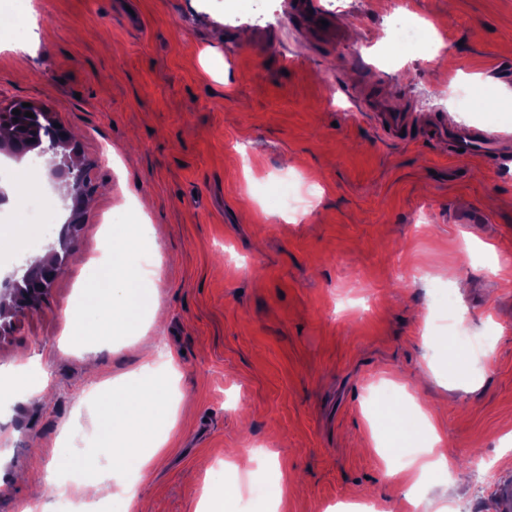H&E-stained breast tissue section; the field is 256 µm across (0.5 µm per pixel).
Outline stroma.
I'll return each instance as SVG.
<instances>
[{"instance_id":"1","label":"stroma","mask_w":512,"mask_h":512,"mask_svg":"<svg viewBox=\"0 0 512 512\" xmlns=\"http://www.w3.org/2000/svg\"><path fill=\"white\" fill-rule=\"evenodd\" d=\"M318 3L337 36L309 31L295 0H265L259 24L224 0H12L0 13V104L55 112L95 188L51 294L0 343V375L36 367L52 392L0 388V512L90 500L84 472L62 497L32 486L61 446L109 469L93 396L141 376L156 339L179 373L177 419L130 512H195L203 457L229 461L234 512H270L277 469L301 479L279 512H390L411 490L398 471L429 444L381 419L399 404L422 409L468 473L451 488L427 477L422 512H496L492 488L512 478V282L495 272L512 258V0ZM396 11L426 42L389 59ZM372 95L418 129L384 137ZM428 125L478 127L498 149L458 156ZM289 182L314 204L283 214ZM57 214L0 251V277L58 239L70 212ZM106 224L153 226L139 254L156 258L164 322L147 312L94 345L69 314ZM421 267L431 278L411 277Z\"/></svg>"}]
</instances>
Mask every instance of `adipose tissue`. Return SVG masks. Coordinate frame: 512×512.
I'll return each mask as SVG.
<instances>
[{
  "label": "adipose tissue",
  "mask_w": 512,
  "mask_h": 512,
  "mask_svg": "<svg viewBox=\"0 0 512 512\" xmlns=\"http://www.w3.org/2000/svg\"><path fill=\"white\" fill-rule=\"evenodd\" d=\"M146 224H109L107 248L88 264L81 282L82 308L75 329L94 337L137 326L143 310L154 309L157 285L145 278L135 259L141 236L152 234ZM171 378L143 373L130 388L104 396L96 423L114 470L142 477L158 454L160 431L169 425L167 399Z\"/></svg>",
  "instance_id": "adipose-tissue-1"
}]
</instances>
